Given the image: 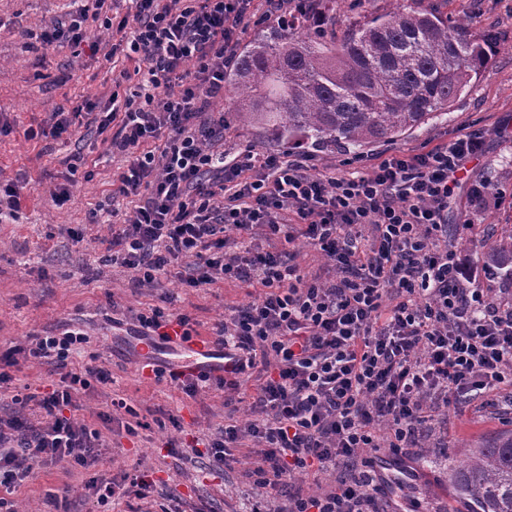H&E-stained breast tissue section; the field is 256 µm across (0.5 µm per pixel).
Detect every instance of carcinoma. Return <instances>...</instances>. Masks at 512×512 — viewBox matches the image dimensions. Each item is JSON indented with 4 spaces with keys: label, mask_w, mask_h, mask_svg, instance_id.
<instances>
[{
    "label": "carcinoma",
    "mask_w": 512,
    "mask_h": 512,
    "mask_svg": "<svg viewBox=\"0 0 512 512\" xmlns=\"http://www.w3.org/2000/svg\"><path fill=\"white\" fill-rule=\"evenodd\" d=\"M256 39L228 77L239 121L280 141L320 151L357 152L443 115L488 67L493 33H473L436 11L394 0L387 12L349 25L336 38L326 0ZM512 278V229L483 256ZM455 496L470 512H512V432L449 468Z\"/></svg>",
    "instance_id": "1"
}]
</instances>
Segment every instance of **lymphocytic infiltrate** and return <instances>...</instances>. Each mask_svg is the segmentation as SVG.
I'll list each match as a JSON object with an SVG mask.
<instances>
[{
	"mask_svg": "<svg viewBox=\"0 0 512 512\" xmlns=\"http://www.w3.org/2000/svg\"><path fill=\"white\" fill-rule=\"evenodd\" d=\"M134 2L132 21L116 23L106 0H80L37 36L45 48L94 52L115 29L145 65L137 90L99 108L98 131L112 130L127 162L116 194L131 203L112 227V261L142 286L175 264L189 288L237 281L258 290L216 328L223 375L178 384L193 397L203 382L230 394L254 383L248 421L206 442L214 467L243 448L255 486H294L286 502L265 499L251 512H385L386 464L440 441L460 396L489 409L512 398V299L483 287L448 245L459 174L485 154V134L394 154L356 176L315 172L304 155L227 156L224 119L208 107L224 95L251 0ZM152 139L160 151L147 149ZM213 169L223 175L216 189ZM299 247L320 253L334 279L302 274L292 261ZM135 320L134 336L159 348L171 327L191 335L186 314L158 306ZM85 340L73 327L15 348L61 376L49 392L13 395V414L0 418V486L47 464L94 463L100 434L80 394L106 373L74 362ZM33 403L46 418L38 429L26 421ZM336 467L346 475L334 487L298 488L312 470Z\"/></svg>",
	"mask_w": 512,
	"mask_h": 512,
	"instance_id": "1",
	"label": "lymphocytic infiltrate"
}]
</instances>
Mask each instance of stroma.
<instances>
[{
  "label": "stroma",
  "instance_id": "35a3bbf8",
  "mask_svg": "<svg viewBox=\"0 0 512 512\" xmlns=\"http://www.w3.org/2000/svg\"><path fill=\"white\" fill-rule=\"evenodd\" d=\"M421 11L434 10L469 23L475 33L498 35L487 73L471 82L447 115L401 137L379 142L360 154L313 153L317 172H362L391 154H415L454 140L472 129L486 133V153L467 163L469 176L493 177L505 194L500 204L465 226L466 186L455 190L448 216V243L480 257L512 226V0H414ZM68 0H0V113L14 130L0 136V183L22 186L20 209L0 221V356L29 337L57 333L77 325L89 336L76 354L78 362L105 369L109 378L92 382L81 398L85 418L101 434L102 455L95 465H48L14 490L16 512H160L163 496H179L180 512H249L262 495L245 476L249 461L235 450L224 471L194 454L193 440L205 439L224 423V392L207 384L186 396L169 377H143L132 348L122 341L131 317L149 306L191 317L200 335L209 336L225 307L251 303L256 290L227 281L214 288L184 287L174 275H160L152 288L137 285L130 270L114 264L108 240L112 194L126 161L114 153L111 133H98L96 113L78 116L71 133L28 140L27 128L49 113L70 112L84 101H108L133 92L141 80L138 60L113 50L104 37L98 54L74 56L70 47L48 50L31 45V35L60 19ZM229 99L214 101L224 115V151L237 155L253 147L286 153L287 145L258 124L244 125L231 112ZM67 184L69 199L60 203L52 191ZM81 232V241L59 235L60 225ZM0 394V415L8 414L11 396L23 389L45 391L58 379L51 364L20 362ZM124 399L126 409L113 410ZM136 432H128L127 424ZM512 430V422L475 404L451 411L444 445L427 449L431 468L408 475L404 489L393 490L391 512H456L448 483L449 462L464 458L477 443ZM182 441L183 453H168L170 440ZM139 469L152 475L151 497L133 496L101 502L84 485L91 478H120Z\"/></svg>",
  "mask_w": 512,
  "mask_h": 512
}]
</instances>
